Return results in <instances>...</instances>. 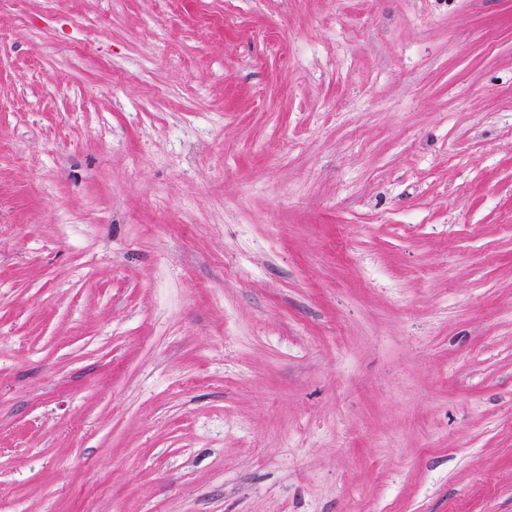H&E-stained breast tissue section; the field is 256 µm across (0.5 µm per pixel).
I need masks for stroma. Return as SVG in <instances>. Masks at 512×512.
<instances>
[{
    "label": "stroma",
    "mask_w": 512,
    "mask_h": 512,
    "mask_svg": "<svg viewBox=\"0 0 512 512\" xmlns=\"http://www.w3.org/2000/svg\"><path fill=\"white\" fill-rule=\"evenodd\" d=\"M0 512H512V0H0Z\"/></svg>",
    "instance_id": "1"
}]
</instances>
